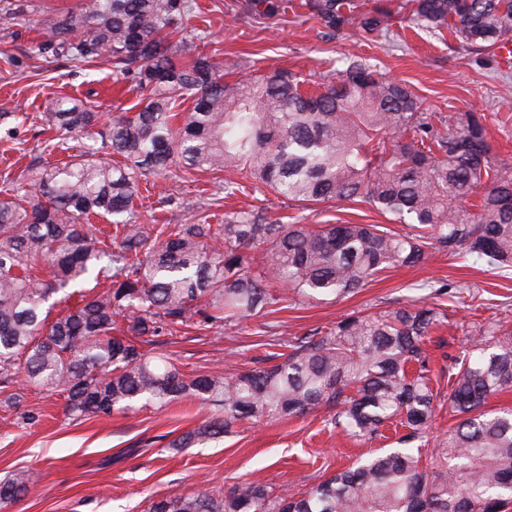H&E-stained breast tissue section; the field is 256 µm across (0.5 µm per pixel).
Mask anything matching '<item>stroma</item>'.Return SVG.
Wrapping results in <instances>:
<instances>
[{
  "label": "stroma",
  "instance_id": "1",
  "mask_svg": "<svg viewBox=\"0 0 512 512\" xmlns=\"http://www.w3.org/2000/svg\"><path fill=\"white\" fill-rule=\"evenodd\" d=\"M189 27L203 32V53L233 77L283 69L312 82H324L357 54L386 77L405 82L427 111L449 118L464 112L485 114L490 154L512 164V56L461 48L448 31L406 27L395 20L387 36L366 39L357 25L333 33L307 10L267 19L241 13L242 0H194ZM37 31L12 23L0 13V103L21 118L0 126V181L20 175L22 152L38 153L44 106L57 96L89 98L101 112H138L142 96L133 82L116 80L109 62L77 68L66 62L38 64ZM233 169L218 174L173 167L143 199L141 219L150 224H194L201 217L222 223L225 213L265 207L285 224H385L388 216L368 205L344 201L321 204L272 196L262 185L229 197L224 183L238 180ZM169 196L159 205V196ZM447 286L438 298L421 285ZM422 299L442 303L449 323L427 344L431 386L438 392L437 432L453 423L448 416V371L475 327L512 322V270L487 272L484 264H462L433 252L415 267L378 275L357 294L277 306L275 312L241 321L232 328L180 326L159 336L155 352L174 360L188 376L233 361L241 370L270 367L285 336L328 329L355 311H384ZM23 393L19 407L0 408V480L24 469L31 475L23 494L0 512H146L150 501L188 496L206 489L223 495L241 482H257L275 493L303 491L356 462L396 447L398 436L355 441L336 433L322 408L303 417H272L233 424L218 439L188 448L174 442L187 432L223 417V406L188 398L154 407L89 416L68 415L62 394L14 383Z\"/></svg>",
  "mask_w": 512,
  "mask_h": 512
}]
</instances>
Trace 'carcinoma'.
<instances>
[{
	"label": "carcinoma",
	"mask_w": 512,
	"mask_h": 512,
	"mask_svg": "<svg viewBox=\"0 0 512 512\" xmlns=\"http://www.w3.org/2000/svg\"><path fill=\"white\" fill-rule=\"evenodd\" d=\"M5 14L45 31L33 51L48 63L84 67L106 57L146 97L99 127L94 105L46 102L45 131L78 144L65 161L42 153L0 192V388L18 372L26 386L60 392L81 418L163 408L185 398L224 403V417L177 443L220 437L236 422L336 408L354 439L405 430L401 447L372 456L305 491L275 495L255 483L223 496L167 497L148 512H504L512 503V411L484 409L512 390V328L501 321L467 337L449 370L448 414L457 423L424 464L438 395L426 340L448 320L413 300L350 314L327 331L293 337L268 369L214 368L186 376L142 345L177 325H230L281 302L346 297L379 273L416 266L429 249L512 268V166L490 157L484 117L448 120L422 108L407 85L358 56L309 92L291 73L224 80L193 33L172 42L193 0H82L79 8L30 14L29 0H0ZM280 0H244L257 18ZM329 28L356 22L367 35L391 20L483 50L512 32V0H402L357 13L355 0H305ZM187 62L177 64L174 58ZM192 100L177 113V100ZM188 170L239 168L277 197L364 203L405 226L283 224L255 207L222 224H144L135 202L149 175L174 161ZM114 225L107 234L89 223ZM104 283L96 292L85 290ZM65 303L64 314L52 316ZM26 470L0 482V508L28 488Z\"/></svg>",
	"instance_id": "1"
}]
</instances>
